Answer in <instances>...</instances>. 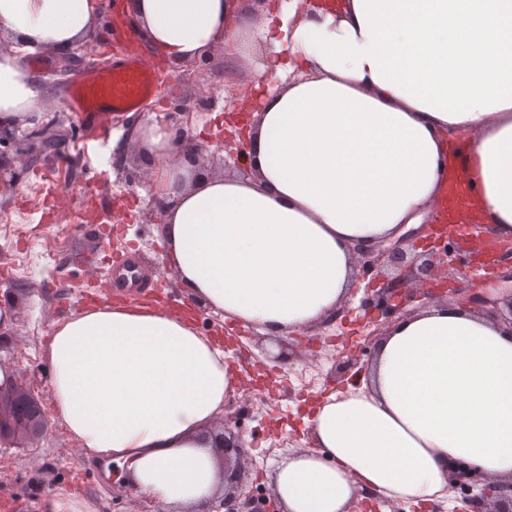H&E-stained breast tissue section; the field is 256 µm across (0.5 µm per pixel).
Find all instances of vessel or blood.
<instances>
[{
  "instance_id": "obj_1",
  "label": "vessel or blood",
  "mask_w": 512,
  "mask_h": 512,
  "mask_svg": "<svg viewBox=\"0 0 512 512\" xmlns=\"http://www.w3.org/2000/svg\"><path fill=\"white\" fill-rule=\"evenodd\" d=\"M157 94L155 71L138 55L121 54L105 68L80 74L67 88L64 104L88 123L115 112H135Z\"/></svg>"
}]
</instances>
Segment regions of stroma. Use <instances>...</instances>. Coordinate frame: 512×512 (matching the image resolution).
Instances as JSON below:
<instances>
[{"label":"stroma","instance_id":"obj_1","mask_svg":"<svg viewBox=\"0 0 512 512\" xmlns=\"http://www.w3.org/2000/svg\"><path fill=\"white\" fill-rule=\"evenodd\" d=\"M128 0L103 7L93 52L76 73L111 62L120 51L147 55L164 79L157 104L140 112L110 117L90 127L60 100L68 80L57 74L56 55L26 56L33 77L58 101L44 113L58 134L54 154L25 158L15 166L14 185H0V302L13 311L9 334L0 335V352L13 364L19 381L34 386L50 419L47 435L35 448L0 447V512H40L42 497L58 489L88 502L92 512H129L131 498L120 469L106 470L96 455L76 451L59 423L49 389L47 343L54 322L83 311L90 301L125 302L126 292L106 288L100 278L105 258L134 259L153 279L141 298L190 311L199 335L224 343L225 362L255 373L270 400L254 403L239 422L249 450L250 478L270 485L288 456L311 446L305 419L328 395L347 391L372 364L376 344L359 324L364 287L373 270L356 268L346 298L353 316L329 326L313 322L311 336L328 338L316 361H306L297 332L269 335L254 325L223 319L203 309L170 267L159 235L162 224L147 190V167L140 150L125 142L129 130L159 127L168 138L187 130L204 148L198 172H221L224 147L225 88L266 89L269 59L255 52L244 67L223 49L174 65L149 50L125 11Z\"/></svg>","mask_w":512,"mask_h":512}]
</instances>
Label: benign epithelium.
<instances>
[{"label":"benign epithelium","mask_w":512,"mask_h":512,"mask_svg":"<svg viewBox=\"0 0 512 512\" xmlns=\"http://www.w3.org/2000/svg\"><path fill=\"white\" fill-rule=\"evenodd\" d=\"M47 128L37 126L24 134L18 128L0 126V144L17 141L28 145L29 150H50L54 142L46 137ZM227 144L233 146L228 158L238 165L246 153V138L243 128L231 132ZM471 232L457 238V248L477 255L484 253L483 225L470 223ZM455 235L454 226L434 220L409 229L396 240L362 242L353 247L356 259L364 267L385 268L395 271L394 276L366 289L374 301L373 309L380 315L362 318L369 329L367 338L377 341L388 334L389 319L403 314L406 303L415 298L426 302L451 300L456 305L481 315L498 313L500 304L508 303L512 310V294L503 297L495 292L501 283L512 284V242H500L499 253L481 263L485 275H474L465 288L448 289V250L436 245ZM429 244L426 259L413 271L403 270L406 251L404 246L419 243ZM236 423V414L227 413L220 422L222 439L221 463L224 472V495L210 502L206 512H242L241 507L250 502L259 512H280V501L275 488L261 496L246 491L245 473L250 456L241 439L231 432ZM49 419L34 388L16 384L5 396H0V443L9 447L31 448L46 435ZM448 486L461 495L463 508L460 512H512V482L504 483L486 474L477 466H466L449 472Z\"/></svg>","instance_id":"1"}]
</instances>
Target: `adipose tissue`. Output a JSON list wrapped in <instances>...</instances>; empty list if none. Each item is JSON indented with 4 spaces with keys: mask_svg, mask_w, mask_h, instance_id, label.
Returning <instances> with one entry per match:
<instances>
[{
    "mask_svg": "<svg viewBox=\"0 0 512 512\" xmlns=\"http://www.w3.org/2000/svg\"><path fill=\"white\" fill-rule=\"evenodd\" d=\"M98 0H0V125L29 127L46 92L23 58L70 52ZM153 51L189 61L224 44L275 58L246 130L254 178L188 180L169 139L134 130L178 279L214 312L274 334L335 309L356 242L421 224L452 154L479 215L512 237V0H130ZM60 423L116 462L138 497L200 512L224 490L214 426L238 383L217 339L149 303L92 305L48 341ZM312 447L275 475L285 512H345L357 489L422 507L450 468L512 479V328L432 306L394 324L359 385L327 396Z\"/></svg>",
    "mask_w": 512,
    "mask_h": 512,
    "instance_id": "adipose-tissue-1",
    "label": "adipose tissue"
}]
</instances>
